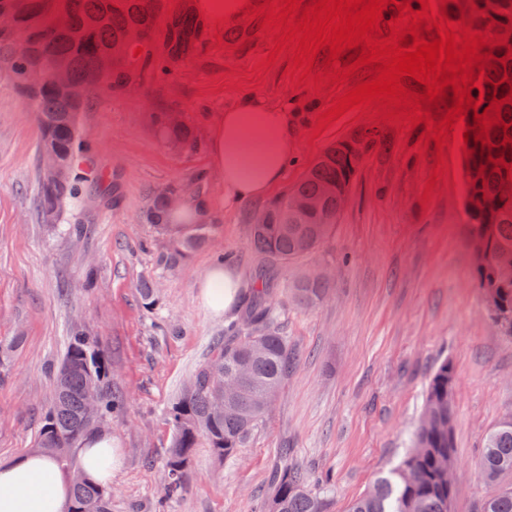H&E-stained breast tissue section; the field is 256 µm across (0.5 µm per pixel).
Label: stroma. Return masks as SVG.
Instances as JSON below:
<instances>
[{
    "label": "stroma",
    "instance_id": "1",
    "mask_svg": "<svg viewBox=\"0 0 512 512\" xmlns=\"http://www.w3.org/2000/svg\"><path fill=\"white\" fill-rule=\"evenodd\" d=\"M252 2L255 18L225 23L174 78L94 92L79 116L94 148L79 156L76 173L118 176L124 199L117 209L68 207L64 223L86 228L79 237L38 221L35 116L11 82L0 81V341L23 339L0 366V461L35 448L53 400L52 370L79 327L97 337L106 384L124 399L123 413L104 429L123 454L108 485L112 512H259L273 493V470L283 465L330 475L331 512H346L408 450L428 380L447 360L457 414L452 512H480L495 492L479 473L481 439L512 418V338L491 322L473 280L462 160L419 143L425 125L396 126L383 112L368 119L350 108L321 124L332 98L372 80L374 65L305 88L289 67L290 52L263 65L281 34L261 29L264 9ZM246 97L296 116L295 147L272 197L291 189L332 143L364 141L337 224L316 251L288 266L269 265L251 244L253 218L267 200L225 203L206 144L224 110ZM172 108L199 131L198 148L177 150L158 136L152 116ZM442 156L448 168L439 167ZM199 178L218 221L214 241L162 272L152 229L139 220L146 192ZM219 250L248 278L265 271L282 295L298 275L329 268L332 294L312 308L289 306L284 331L297 363L246 447L220 460L199 445L185 492L167 502V411L224 330L201 298ZM90 264L97 275L89 287ZM146 278L160 290L153 312L137 292Z\"/></svg>",
    "mask_w": 512,
    "mask_h": 512
}]
</instances>
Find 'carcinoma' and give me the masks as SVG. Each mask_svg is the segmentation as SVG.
<instances>
[{
    "label": "carcinoma",
    "mask_w": 512,
    "mask_h": 512,
    "mask_svg": "<svg viewBox=\"0 0 512 512\" xmlns=\"http://www.w3.org/2000/svg\"><path fill=\"white\" fill-rule=\"evenodd\" d=\"M170 0H0V13L12 16L11 24L0 26V79L14 83L26 94L31 75L52 66L61 67L70 82L88 86V92L106 84L123 90L137 80L174 77L206 43L202 20L185 7L172 9ZM69 14L71 27L59 31L54 17ZM497 40L501 45L490 46ZM112 53V73L95 79L99 55ZM484 94L471 87L474 99H482L478 109L465 106L464 127L474 114H482L492 101L500 103L501 120L488 130L489 142L468 140L461 145L464 211L470 227L474 253L499 257L491 266L474 263L475 285L481 294L492 293L500 306L512 312V196L499 193V186L512 177V86L501 82L504 69L512 70V0H502V12L485 25ZM39 133L38 145L52 139L67 168L61 186L52 191L39 185L35 209L42 214L55 205L59 214L68 206L85 203L93 194L73 176V161L81 149L90 150V142L81 137L78 115L88 100L72 101L65 90L52 83L38 87L30 98ZM153 122L158 135L169 144L191 147L199 142L196 132L180 120L173 123L168 113L156 112ZM508 129H503V124ZM345 142L330 145L303 173L290 190L313 198L326 184L353 178L360 157L346 153ZM494 150L499 155L497 169L484 165V155ZM181 191L200 202L198 214L177 222L170 220L168 196ZM203 179L189 187L170 182L150 189L141 211L142 223L153 227L156 237L167 241L157 252L159 267L173 271L194 251L207 246L214 234L216 218L208 210ZM338 202L332 196L322 202L330 223L321 224L316 215L298 216L289 209L288 195L273 200L260 211L263 224L252 227V245L264 256L290 262L313 252L336 223ZM329 279L308 282L302 277L288 284V303L309 308L324 301L331 290ZM139 293L146 307L158 306L155 284L145 279ZM285 303L268 288L252 291L243 318L230 324L224 336L215 339L209 358L200 364L168 410L173 429L167 452V492L171 496L183 490L193 448L205 440L221 459L233 455L249 442L262 423L271 399L279 392L293 363L288 339L283 334ZM97 339L87 330H74L59 370H68L64 390H54L53 403L44 418L37 450L50 455L67 469L79 465L77 455L62 449L91 435L96 425L87 421L83 403L87 393L98 395L101 420L112 419L120 410L112 394L104 389L106 370L96 348ZM249 371L236 398L237 409L217 416L212 401L221 395L224 378L238 377L243 366ZM448 400V361H443L429 379L424 408L408 453L393 468L382 472L370 489L354 499L348 512H448V488L436 474L433 456L448 447V438L436 432L439 421L448 416L441 404ZM481 476L500 485L486 499L481 512H512V420L502 421L482 437L479 461ZM331 481L325 477L320 486L310 484L308 473L299 468L275 470L274 490L269 505L278 512H330L328 492ZM68 512H112L110 492L88 481L74 485Z\"/></svg>",
    "instance_id": "1"
}]
</instances>
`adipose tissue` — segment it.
I'll list each match as a JSON object with an SVG mask.
<instances>
[{"mask_svg": "<svg viewBox=\"0 0 512 512\" xmlns=\"http://www.w3.org/2000/svg\"><path fill=\"white\" fill-rule=\"evenodd\" d=\"M293 147V115L286 107L244 99L225 110L210 137L214 167L224 175L228 201L261 199L270 194ZM248 282L235 268L211 269L202 283V300L211 314L238 308ZM120 449L109 435L86 440L79 465L92 482L107 483L121 465ZM72 476L49 456L29 452L0 463V512H65Z\"/></svg>", "mask_w": 512, "mask_h": 512, "instance_id": "adipose-tissue-1", "label": "adipose tissue"}]
</instances>
